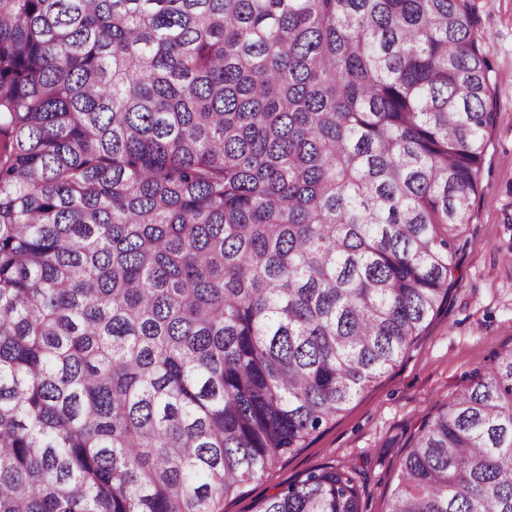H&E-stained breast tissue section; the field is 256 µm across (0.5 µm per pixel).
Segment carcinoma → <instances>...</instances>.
I'll return each mask as SVG.
<instances>
[{"instance_id": "cac0c4a2", "label": "carcinoma", "mask_w": 512, "mask_h": 512, "mask_svg": "<svg viewBox=\"0 0 512 512\" xmlns=\"http://www.w3.org/2000/svg\"><path fill=\"white\" fill-rule=\"evenodd\" d=\"M471 0H0V512H224L448 299ZM323 466L259 512H362ZM388 512H512V349Z\"/></svg>"}]
</instances>
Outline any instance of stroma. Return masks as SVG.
Wrapping results in <instances>:
<instances>
[{
    "instance_id": "35a3bbf8",
    "label": "stroma",
    "mask_w": 512,
    "mask_h": 512,
    "mask_svg": "<svg viewBox=\"0 0 512 512\" xmlns=\"http://www.w3.org/2000/svg\"><path fill=\"white\" fill-rule=\"evenodd\" d=\"M471 2L496 112L448 301L395 368L304 447L225 498L224 512H257L265 498L325 465L356 466L363 512H387L422 422L466 384L474 367L512 347V0Z\"/></svg>"
}]
</instances>
